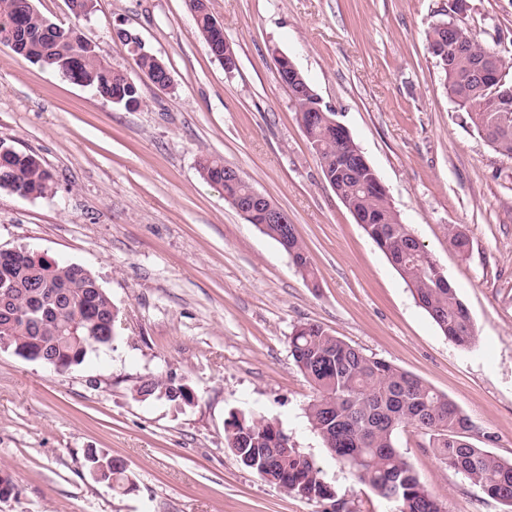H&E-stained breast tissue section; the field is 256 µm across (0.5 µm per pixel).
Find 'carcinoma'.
I'll list each match as a JSON object with an SVG mask.
<instances>
[{
  "label": "carcinoma",
  "mask_w": 512,
  "mask_h": 512,
  "mask_svg": "<svg viewBox=\"0 0 512 512\" xmlns=\"http://www.w3.org/2000/svg\"><path fill=\"white\" fill-rule=\"evenodd\" d=\"M195 26L205 43L216 35V18L209 0H188ZM19 42L25 59L57 72L90 89L103 101L127 109L140 107L138 79L112 67L96 45L84 40L73 26L55 27L34 7L32 0H0V43ZM431 56L448 59L440 67L449 100L467 115L477 131L494 129L492 146L512 157V100L498 99L497 80L506 79V64L493 74L474 75L484 58L496 55L467 27L455 42L462 51L448 49V41L434 28L426 33ZM141 72L163 74L162 60L149 51L136 54ZM297 120L307 121L316 94L297 98L288 88ZM303 131L319 160L323 175L336 174V157L353 153L354 141L340 138L330 126L312 124ZM199 172L224 191L231 206L251 198L253 186L243 177L230 175L220 158L202 155ZM377 180L370 165L352 167V173L336 179L345 206L363 213L368 237L386 249L399 264L400 273L416 303L440 331L459 346L476 339L468 308L448 280L437 276L431 256L408 237V225L397 223L390 198L369 188ZM54 180L37 157L0 141V189L21 198H42L52 192ZM288 253L302 275L315 279L308 252L297 235L287 240ZM112 299L96 276L76 263L49 262L29 255L28 249L0 256V336H8L10 349L28 360L40 361L53 370L80 366L89 352L109 348L115 339ZM291 356L313 389L306 408L308 421L321 437L332 458L396 512H445L443 503L419 481L395 445L396 434L412 426L428 436L429 447L439 459L489 497L512 508V461L505 460L470 441L472 421L447 396L419 377L379 358L367 356L318 323L297 326L289 338ZM141 401L164 399L189 405L192 392L175 376L148 377L136 386ZM225 447L245 467L266 474L275 485L306 497L334 498L321 470L305 455L289 446L278 425L262 416L232 412L224 423ZM89 468L114 490L126 491L130 479L124 460L90 450Z\"/></svg>",
  "instance_id": "1"
}]
</instances>
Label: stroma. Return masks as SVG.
Here are the masks:
<instances>
[{
  "label": "stroma",
  "instance_id": "stroma-1",
  "mask_svg": "<svg viewBox=\"0 0 512 512\" xmlns=\"http://www.w3.org/2000/svg\"><path fill=\"white\" fill-rule=\"evenodd\" d=\"M465 21L512 60V0H468ZM77 27L112 65L137 74L112 40L136 33L170 88L142 79L128 110L0 44V140L32 153L55 192L0 190V249L27 246L87 267L118 315L110 348L58 373L0 349V512H333L268 483L224 447L230 412L276 422L321 469L348 512H393L324 448L306 416L312 389L288 346L316 322L448 396L479 445L512 460V157L450 102L425 33L448 0H210L232 72L198 33L187 0H34ZM287 54L386 186L403 223L444 268L477 330L448 340L322 176L282 87ZM210 154L285 210L316 281L202 179ZM467 236L458 253L449 226ZM176 374L191 405L142 402L149 376ZM397 447L447 512H512L443 464L407 427ZM125 461L129 492L97 481L86 449ZM334 499V500H335Z\"/></svg>",
  "mask_w": 512,
  "mask_h": 512
}]
</instances>
